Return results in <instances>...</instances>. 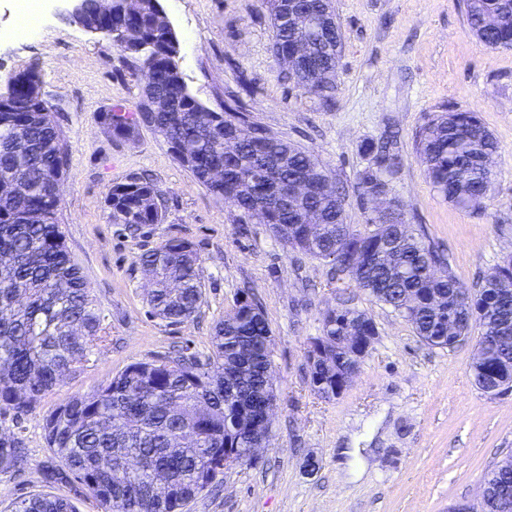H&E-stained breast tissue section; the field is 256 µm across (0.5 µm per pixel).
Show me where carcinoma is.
I'll return each instance as SVG.
<instances>
[{"mask_svg":"<svg viewBox=\"0 0 512 512\" xmlns=\"http://www.w3.org/2000/svg\"><path fill=\"white\" fill-rule=\"evenodd\" d=\"M273 28L271 49L282 60L312 41L314 56L283 72L295 88L331 106L343 50L340 26L302 31L288 23V0H264ZM468 25L491 48L512 49V0H463ZM86 21L124 57L140 63V109L153 107L152 128L169 149L184 146L175 160L198 183L220 196L240 218L256 216L293 252L323 261L410 323L426 344L451 349L468 338L473 310L482 312L477 345L505 336L488 360L475 359L471 374L486 390L512 380V259L474 287L464 286L444 254L421 229L408 223L404 203L391 195L398 165L394 139H366V165L357 190L364 199L385 193L391 211L377 210L368 228L346 222L344 188L324 190L327 174L308 149L257 135L238 99L228 111L207 112L179 68V37L159 0H139L131 11L112 0V23L87 0ZM16 112H0V406L24 414L66 373L83 371L107 343L104 316L73 264L57 221L58 180L68 149L51 108L12 91ZM112 136L130 138L141 121L122 109L104 113ZM415 150L433 187L460 208L480 206L492 183L484 159L499 146L474 111L433 112L416 133ZM155 182L133 177L106 197L112 223L137 232L161 224L165 211ZM153 275L147 313L170 324L193 319L204 303L201 258L195 245L172 236L136 256ZM367 313L346 305L321 314L325 356L310 379L332 400L336 376L351 365L336 351L340 336H376ZM271 330L259 305L235 302L214 327L212 355L201 362L182 355L134 362L57 407L43 422L44 438L62 468L46 483L73 478L104 512H183L189 501L224 477V448H239L247 461L248 416L275 397L269 378ZM22 448L0 438V472L16 468ZM479 512H503L512 497V466L492 467ZM5 512H75L70 501L41 492L18 499Z\"/></svg>","mask_w":512,"mask_h":512,"instance_id":"carcinoma-1","label":"carcinoma"}]
</instances>
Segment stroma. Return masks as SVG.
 Wrapping results in <instances>:
<instances>
[{
	"label": "stroma",
	"instance_id": "1",
	"mask_svg": "<svg viewBox=\"0 0 512 512\" xmlns=\"http://www.w3.org/2000/svg\"><path fill=\"white\" fill-rule=\"evenodd\" d=\"M160 3L178 34L191 92L216 112L229 95L240 96L270 135L313 152L346 191L347 223L371 216L355 190L365 165L360 144L391 135L400 159L393 191L462 283L474 286L512 255V49L480 43L462 0H334L343 51L328 109L283 80L261 0ZM65 8L64 0H40L36 21L23 26L17 0H0V76L32 66L41 73L68 148L57 219L109 342L91 367L63 377L26 415L0 408V436L25 449L19 470L0 472V512L47 489L76 512H102L78 482L46 485L44 472L60 461L45 441L44 418L130 363L174 352L207 360L214 326L244 290L274 338L269 445L256 461L225 469L185 512H448L459 502L478 504L490 466L512 449V390L490 396L474 384L476 338L452 349L425 344L330 265L286 250L258 221L239 223L150 127L128 139L109 134L105 112L138 109L139 64L67 21ZM443 109L478 112L500 146L481 207L448 203L416 156V131ZM137 175L156 183L165 221L133 237L109 220L105 199L112 185ZM173 235L197 248L205 292L197 316L178 325L147 315L150 281L134 264ZM341 304L364 310L378 336L350 386L326 400L310 385L306 351L321 333L322 311Z\"/></svg>",
	"mask_w": 512,
	"mask_h": 512
}]
</instances>
